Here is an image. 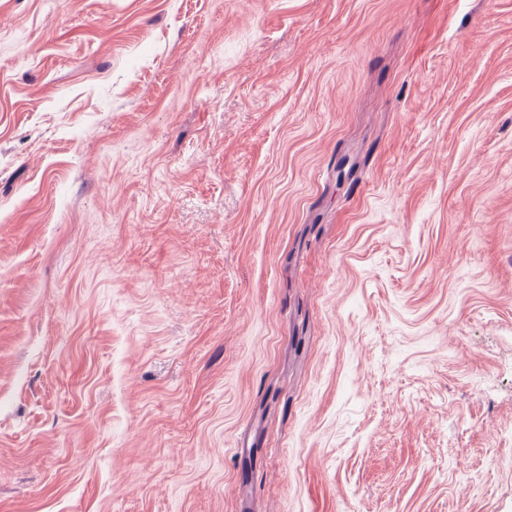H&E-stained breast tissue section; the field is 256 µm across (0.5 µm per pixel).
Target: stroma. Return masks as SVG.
I'll return each mask as SVG.
<instances>
[{"mask_svg": "<svg viewBox=\"0 0 512 512\" xmlns=\"http://www.w3.org/2000/svg\"><path fill=\"white\" fill-rule=\"evenodd\" d=\"M0 512H512V0H0Z\"/></svg>", "mask_w": 512, "mask_h": 512, "instance_id": "stroma-1", "label": "stroma"}]
</instances>
